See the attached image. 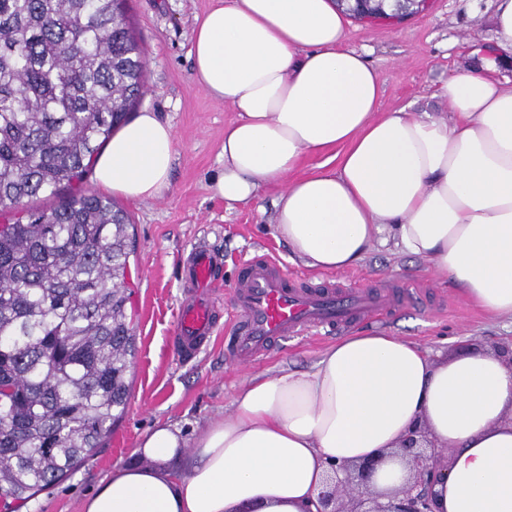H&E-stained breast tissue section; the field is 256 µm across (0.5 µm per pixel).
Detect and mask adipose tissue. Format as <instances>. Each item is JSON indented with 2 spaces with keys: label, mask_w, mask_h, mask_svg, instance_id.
<instances>
[{
  "label": "adipose tissue",
  "mask_w": 512,
  "mask_h": 512,
  "mask_svg": "<svg viewBox=\"0 0 512 512\" xmlns=\"http://www.w3.org/2000/svg\"><path fill=\"white\" fill-rule=\"evenodd\" d=\"M346 38L333 0H223L198 19L193 82L235 114L213 191L241 203L286 181L276 231L307 266L350 269L391 241L512 319V89L487 65L449 77L448 116L382 115L378 73ZM338 145L336 169L293 178ZM173 162L171 127L144 111L97 156L95 179L145 201ZM233 407L187 452L155 428L144 463L114 468L81 512H306L327 460L371 458L418 423L449 450L438 512H512V369L493 352L436 362L361 330L312 371L251 378Z\"/></svg>",
  "instance_id": "1"
}]
</instances>
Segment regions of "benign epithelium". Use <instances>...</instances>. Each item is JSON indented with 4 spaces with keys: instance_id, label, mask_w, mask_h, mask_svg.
<instances>
[{
    "instance_id": "obj_1",
    "label": "benign epithelium",
    "mask_w": 512,
    "mask_h": 512,
    "mask_svg": "<svg viewBox=\"0 0 512 512\" xmlns=\"http://www.w3.org/2000/svg\"><path fill=\"white\" fill-rule=\"evenodd\" d=\"M395 455L413 472L412 480L399 491L383 495L373 490L383 454L357 465L332 463L334 477L318 495L317 512H436L433 487L448 470L447 450L435 447L416 426L403 437Z\"/></svg>"
}]
</instances>
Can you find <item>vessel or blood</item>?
Here are the masks:
<instances>
[{"mask_svg":"<svg viewBox=\"0 0 512 512\" xmlns=\"http://www.w3.org/2000/svg\"><path fill=\"white\" fill-rule=\"evenodd\" d=\"M217 264L216 256L203 249L195 250L187 262L192 297L178 310L173 338L182 355H195L215 328L212 294L218 286ZM233 300L239 318L224 343L241 363L255 361L275 344L314 329L386 320L399 304L391 283L347 288L338 280L291 279L269 256L243 263Z\"/></svg>","mask_w":512,"mask_h":512,"instance_id":"obj_1","label":"vessel or blood"}]
</instances>
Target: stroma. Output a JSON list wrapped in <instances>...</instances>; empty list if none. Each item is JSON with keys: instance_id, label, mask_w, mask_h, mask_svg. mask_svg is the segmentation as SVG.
<instances>
[{"instance_id": "1", "label": "stroma", "mask_w": 512, "mask_h": 512, "mask_svg": "<svg viewBox=\"0 0 512 512\" xmlns=\"http://www.w3.org/2000/svg\"><path fill=\"white\" fill-rule=\"evenodd\" d=\"M216 3L130 0L129 21L147 60L146 90L137 108L171 125L175 156L170 183L159 196L115 199L129 216L134 241L128 277L137 345L131 397L102 447L69 478L26 504L0 502V512H81L83 499L114 467L140 462L137 449L156 427L179 429L184 443L192 444L210 423L232 415L233 396L250 377L311 370L327 346L353 332L348 326L294 338L245 368L225 356L223 332L189 360L179 358L170 343L184 297L181 270L197 247L223 254L221 321L231 309V288L243 260L266 254L289 275L316 274L276 237L273 202L280 186L263 187L251 201L232 205L211 188L224 165V126L235 114L194 85L190 52L198 18ZM495 11L496 0H427L400 21L350 19L347 46L377 70L380 112L447 114L440 90L450 74L478 67L490 56ZM343 276L354 286L388 281L402 290L421 289V296L398 307L387 321L372 324V331L451 356L512 343L511 319L487 317L460 289L434 277L426 262L402 254L394 244L375 245L360 266L344 270Z\"/></svg>"}]
</instances>
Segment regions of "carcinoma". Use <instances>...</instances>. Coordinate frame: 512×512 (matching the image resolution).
Here are the masks:
<instances>
[{"label":"carcinoma","mask_w":512,"mask_h":512,"mask_svg":"<svg viewBox=\"0 0 512 512\" xmlns=\"http://www.w3.org/2000/svg\"><path fill=\"white\" fill-rule=\"evenodd\" d=\"M127 0H0V499L23 504L92 456L127 406L132 235L79 191L145 88Z\"/></svg>","instance_id":"cac0c4a2"}]
</instances>
